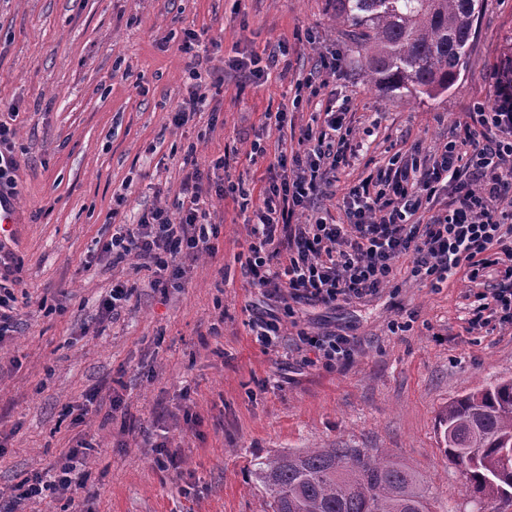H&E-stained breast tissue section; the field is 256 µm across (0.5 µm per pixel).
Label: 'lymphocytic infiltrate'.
<instances>
[{"label":"lymphocytic infiltrate","mask_w":512,"mask_h":512,"mask_svg":"<svg viewBox=\"0 0 512 512\" xmlns=\"http://www.w3.org/2000/svg\"><path fill=\"white\" fill-rule=\"evenodd\" d=\"M199 40L187 32L180 47L188 55L193 80L184 106L172 111L180 128L200 110ZM335 103L323 109L320 126L301 131L311 148L279 166L287 175L260 189L247 223L251 239L242 264L251 287L265 295L327 309L377 295L389 287L400 258L411 260V274L439 286L455 275L469 282L489 278L478 293L469 322L480 327L497 321L512 327V68L497 70L491 104H477L455 132L442 139L428 157L403 161L393 155L384 170L348 188L342 219L318 216L300 222L297 213L330 194L338 170L359 151L351 133L343 132ZM205 174L189 172L177 209L154 207L135 224L120 225L103 250L113 262L140 260L151 273L149 285L166 290L186 264L214 254L218 227L202 204ZM436 211L427 218L419 212ZM19 271L6 244H0V343L13 328L11 288ZM298 342L326 365L342 367L353 358L352 339L335 332H298ZM80 448L69 449L54 474H37L13 495H0V512H16L20 501L62 491L83 500L91 494L86 474L77 472Z\"/></svg>","instance_id":"obj_1"}]
</instances>
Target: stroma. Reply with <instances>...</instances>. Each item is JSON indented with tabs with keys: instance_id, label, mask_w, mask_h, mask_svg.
<instances>
[{
	"instance_id": "obj_1",
	"label": "stroma",
	"mask_w": 512,
	"mask_h": 512,
	"mask_svg": "<svg viewBox=\"0 0 512 512\" xmlns=\"http://www.w3.org/2000/svg\"><path fill=\"white\" fill-rule=\"evenodd\" d=\"M331 15L328 0H0L21 279L17 329L0 344V489L51 470L82 441L96 490L83 512H271L256 463L337 446L378 448L416 471L434 512H476L443 454L439 418L448 402L512 379V328L469 330L474 284L431 287L403 260L372 298L296 306L282 345L267 351L248 323L283 304L241 273L249 213L233 195L205 193L218 252L166 291L149 288L134 261L102 253L117 224L181 199L192 167L215 183L264 186L276 150L305 152L300 131L328 100L343 103L364 144L338 171L347 188L395 152L431 150L489 100L494 69L512 65V0H486L451 90L423 102L388 96L365 85ZM190 29L207 50V100L177 129L169 117L191 82L179 50ZM331 58L339 70L323 68ZM282 110L284 129L266 125ZM116 282L131 300L100 321ZM394 320L407 329L390 331ZM302 330L351 336L353 361L305 362ZM160 442L177 450L181 472L157 468Z\"/></svg>"
}]
</instances>
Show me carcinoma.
I'll return each instance as SVG.
<instances>
[{"label":"carcinoma","instance_id":"cac0c4a2","mask_svg":"<svg viewBox=\"0 0 512 512\" xmlns=\"http://www.w3.org/2000/svg\"><path fill=\"white\" fill-rule=\"evenodd\" d=\"M369 86L435 99L456 83L484 0H329ZM443 454L477 512L512 496V380L465 394L440 415ZM272 512H433L419 475L367 448L290 450L256 463Z\"/></svg>","mask_w":512,"mask_h":512}]
</instances>
